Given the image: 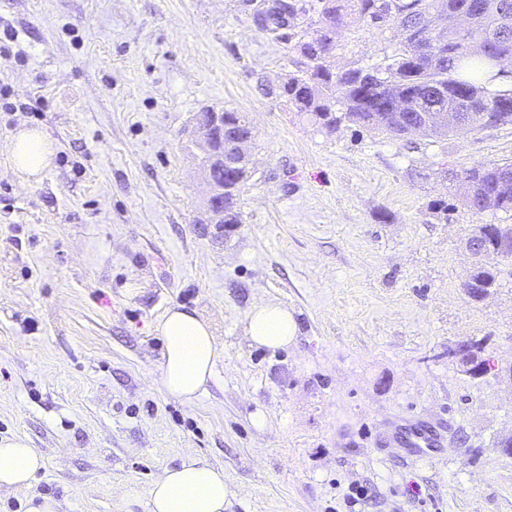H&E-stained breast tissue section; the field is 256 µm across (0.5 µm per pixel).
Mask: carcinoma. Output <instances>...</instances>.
<instances>
[{
	"mask_svg": "<svg viewBox=\"0 0 512 512\" xmlns=\"http://www.w3.org/2000/svg\"><path fill=\"white\" fill-rule=\"evenodd\" d=\"M486 0H272L250 14L256 28L292 52L291 70L275 95L331 135L348 123L402 140L417 127L437 142L450 134L435 125L441 112H467L482 128L512 115V76L499 74L495 56L512 59V8L483 18V28L466 40L452 28L426 49L422 30L436 15L483 14ZM367 26L389 34L390 47L373 60L336 65L341 29ZM251 135L243 112L224 110V143ZM465 178L450 180L455 198L471 213L512 210V162L474 165ZM251 169L217 166L211 171L224 206V225L242 223L240 193ZM469 296L480 299L495 287L496 273L473 266Z\"/></svg>",
	"mask_w": 512,
	"mask_h": 512,
	"instance_id": "obj_1",
	"label": "carcinoma"
}]
</instances>
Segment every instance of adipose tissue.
<instances>
[{
    "label": "adipose tissue",
    "instance_id": "adipose-tissue-1",
    "mask_svg": "<svg viewBox=\"0 0 512 512\" xmlns=\"http://www.w3.org/2000/svg\"><path fill=\"white\" fill-rule=\"evenodd\" d=\"M15 167L35 176L49 164L51 143L38 130L23 128L13 137ZM163 338L159 384L169 396L193 402L206 389L222 356L212 330L196 313L174 307L161 319ZM297 324L284 306L263 302L250 312L245 334L251 344L269 349L293 343ZM42 457L20 438H0V492L27 494ZM230 489L223 469L194 459L164 470L150 491L149 512H224Z\"/></svg>",
    "mask_w": 512,
    "mask_h": 512
}]
</instances>
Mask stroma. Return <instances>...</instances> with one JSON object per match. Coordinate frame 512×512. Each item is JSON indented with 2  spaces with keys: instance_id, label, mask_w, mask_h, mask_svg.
I'll return each mask as SVG.
<instances>
[{
  "instance_id": "obj_1",
  "label": "stroma",
  "mask_w": 512,
  "mask_h": 512,
  "mask_svg": "<svg viewBox=\"0 0 512 512\" xmlns=\"http://www.w3.org/2000/svg\"><path fill=\"white\" fill-rule=\"evenodd\" d=\"M0 438L45 467L62 512H148L165 469H223L226 512H512V262L463 289L478 224L440 165L512 161V126L431 143L328 135L269 95L288 70L240 0H0ZM246 113L254 171L230 233L197 223L186 149L202 107ZM54 152L32 178L20 127ZM448 204L437 213L436 201ZM288 307L295 341L250 345L247 316ZM174 306L224 351L194 402L158 384ZM484 340L479 378L448 349ZM440 444L409 451L396 430ZM471 281V292L469 296L473 300H480L483 292L494 288L496 285V273L490 268L485 267L482 263H476L468 277Z\"/></svg>"
}]
</instances>
